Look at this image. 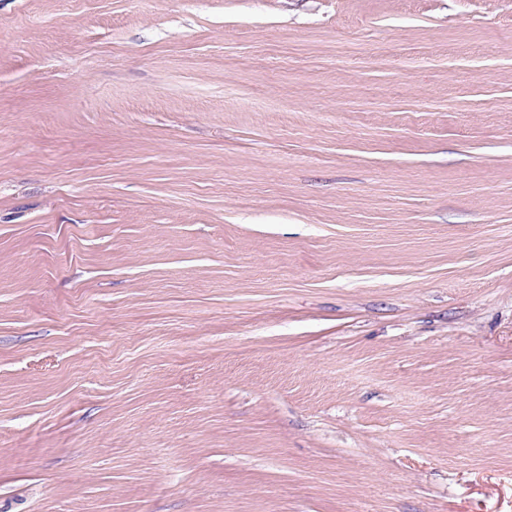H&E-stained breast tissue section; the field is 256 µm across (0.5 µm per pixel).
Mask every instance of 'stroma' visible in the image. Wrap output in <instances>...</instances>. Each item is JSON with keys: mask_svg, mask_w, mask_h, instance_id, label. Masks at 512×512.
<instances>
[{"mask_svg": "<svg viewBox=\"0 0 512 512\" xmlns=\"http://www.w3.org/2000/svg\"><path fill=\"white\" fill-rule=\"evenodd\" d=\"M0 512H512V0H0Z\"/></svg>", "mask_w": 512, "mask_h": 512, "instance_id": "1", "label": "stroma"}]
</instances>
